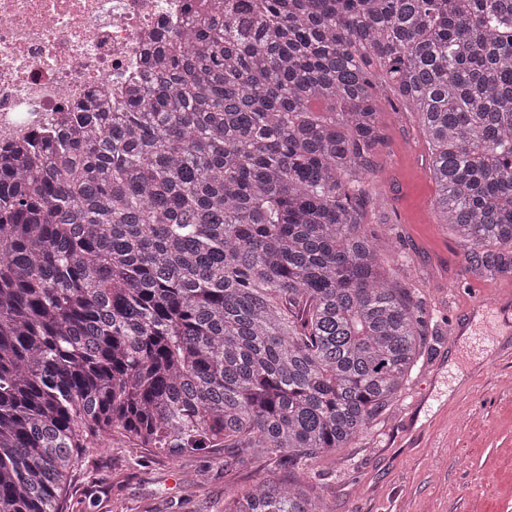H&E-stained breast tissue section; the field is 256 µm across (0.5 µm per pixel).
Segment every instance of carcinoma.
I'll use <instances>...</instances> for the list:
<instances>
[{"label":"carcinoma","mask_w":512,"mask_h":512,"mask_svg":"<svg viewBox=\"0 0 512 512\" xmlns=\"http://www.w3.org/2000/svg\"><path fill=\"white\" fill-rule=\"evenodd\" d=\"M237 3L166 40L123 111L0 154V512H62L115 437L291 468L228 484L224 512H327L310 462L423 348L361 191L386 84L439 223L512 275V0Z\"/></svg>","instance_id":"cac0c4a2"}]
</instances>
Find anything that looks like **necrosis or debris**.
I'll list each match as a JSON object with an SVG mask.
<instances>
[{
    "mask_svg": "<svg viewBox=\"0 0 512 512\" xmlns=\"http://www.w3.org/2000/svg\"><path fill=\"white\" fill-rule=\"evenodd\" d=\"M208 0H0V149L59 129L90 97L120 103L144 60Z\"/></svg>",
    "mask_w": 512,
    "mask_h": 512,
    "instance_id": "1",
    "label": "necrosis or debris"
}]
</instances>
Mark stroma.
Masks as SVG:
<instances>
[{
    "label": "stroma",
    "instance_id": "35a3bbf8",
    "mask_svg": "<svg viewBox=\"0 0 512 512\" xmlns=\"http://www.w3.org/2000/svg\"><path fill=\"white\" fill-rule=\"evenodd\" d=\"M380 110L385 145L362 190L424 347L368 433L317 458L312 474L330 512H512V311L496 301L512 275L476 276L449 227L421 222L435 196L430 146L415 113ZM62 512H224V465L204 452L174 462L118 438L75 470Z\"/></svg>",
    "mask_w": 512,
    "mask_h": 512
}]
</instances>
